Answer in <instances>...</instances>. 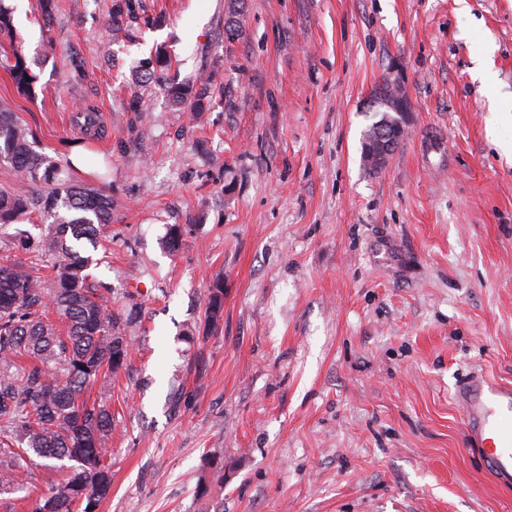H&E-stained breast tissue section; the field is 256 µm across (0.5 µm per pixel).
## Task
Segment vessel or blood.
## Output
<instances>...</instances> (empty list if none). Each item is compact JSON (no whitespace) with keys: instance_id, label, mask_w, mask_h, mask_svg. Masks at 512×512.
<instances>
[{"instance_id":"b4317fda","label":"vessel or blood","mask_w":512,"mask_h":512,"mask_svg":"<svg viewBox=\"0 0 512 512\" xmlns=\"http://www.w3.org/2000/svg\"><path fill=\"white\" fill-rule=\"evenodd\" d=\"M468 444L480 448L486 467L502 483H512V387L476 374L457 387Z\"/></svg>"}]
</instances>
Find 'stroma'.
Wrapping results in <instances>:
<instances>
[{
    "label": "stroma",
    "mask_w": 512,
    "mask_h": 512,
    "mask_svg": "<svg viewBox=\"0 0 512 512\" xmlns=\"http://www.w3.org/2000/svg\"><path fill=\"white\" fill-rule=\"evenodd\" d=\"M110 4L15 13L26 57L55 46L36 99L0 67L39 151L111 196V239L78 248L109 309L137 302L97 512H512L453 397L474 371L512 384V0H133L116 41ZM160 46L209 80L198 117L142 77ZM394 67L412 114L373 172ZM209 475H202L198 483V495L200 498L209 497L214 484H224V465H220L215 459L208 462Z\"/></svg>",
    "instance_id": "35a3bbf8"
}]
</instances>
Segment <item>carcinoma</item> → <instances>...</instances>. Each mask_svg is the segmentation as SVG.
<instances>
[{"instance_id": "cac0c4a2", "label": "carcinoma", "mask_w": 512, "mask_h": 512, "mask_svg": "<svg viewBox=\"0 0 512 512\" xmlns=\"http://www.w3.org/2000/svg\"><path fill=\"white\" fill-rule=\"evenodd\" d=\"M112 36L119 37L134 18L131 0H113ZM3 63L17 88L35 94L37 74L18 49ZM172 103L189 112L205 111L210 84L170 80ZM0 161L19 183L0 189V224H18L37 212L50 219L46 233L31 240L17 229L15 238L27 264L0 262V493L15 490L29 475L31 456L59 461L62 475L35 499L31 512H96L112 488L106 458L112 413L105 403H88L84 389L101 383L109 392L111 376L126 364L130 342L123 321L100 302V289L88 284L94 260L75 250L82 239L96 244L112 225V198L34 148L31 132L15 113L0 105ZM40 184L36 195L28 187ZM59 258L53 274L39 275V260ZM209 318L218 323L224 288L210 290ZM71 462L66 466L63 461ZM198 495L210 496L224 484V466L208 462Z\"/></svg>"}]
</instances>
